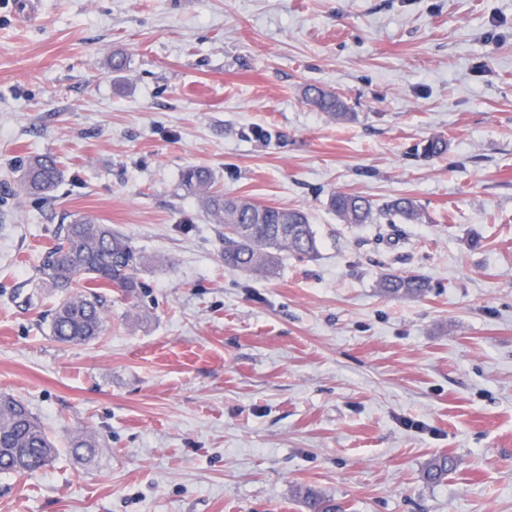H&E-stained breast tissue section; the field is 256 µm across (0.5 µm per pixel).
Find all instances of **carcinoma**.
Segmentation results:
<instances>
[{
    "instance_id": "carcinoma-1",
    "label": "carcinoma",
    "mask_w": 512,
    "mask_h": 512,
    "mask_svg": "<svg viewBox=\"0 0 512 512\" xmlns=\"http://www.w3.org/2000/svg\"><path fill=\"white\" fill-rule=\"evenodd\" d=\"M305 99L339 121L353 119L343 100L323 88L310 85ZM24 192L45 198L61 181L58 161L35 155L19 166ZM215 175L204 167L182 171L180 186L198 196L209 221L224 229V266L231 270L265 274L271 272L278 255L288 251L305 258L314 257L319 244L307 212L299 208L260 205L245 198L226 197L214 188ZM329 208L346 224H387L399 218L406 223L423 221L424 211L411 197H396L380 205L370 199L337 191L328 198ZM57 244L47 251L37 271L42 283L60 294L49 317L55 341L79 346L97 339L103 332L108 309L107 288L128 295L141 292L145 284L136 276L140 251L112 228L89 218H77L56 228ZM428 281L412 273L387 274L381 291L394 298L420 299ZM94 435L83 433L71 439L69 452L80 463H90L96 452ZM57 449L44 427L22 401L0 395V474L32 473L50 464ZM456 467L452 457L438 456L426 464L424 479L439 483ZM306 512H342L335 499L313 489L300 492Z\"/></svg>"
}]
</instances>
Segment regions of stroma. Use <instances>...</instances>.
<instances>
[{"label": "stroma", "mask_w": 512, "mask_h": 512, "mask_svg": "<svg viewBox=\"0 0 512 512\" xmlns=\"http://www.w3.org/2000/svg\"><path fill=\"white\" fill-rule=\"evenodd\" d=\"M24 2L0 0V393L58 454L0 475V512H304L306 487L346 512H512V0ZM38 154L63 170L44 202L17 174ZM189 166L303 208L318 257L225 268ZM334 191L427 220L351 226ZM79 216L131 240L145 287L110 289L103 335L69 346L35 267ZM405 272L428 294L381 296ZM439 455L456 470L425 482ZM304 96L309 103L336 120L349 121L354 117L353 112H347V106L343 100L319 86H308L304 91ZM96 448L97 441L95 436L83 433L71 439L69 452L79 463L88 464L93 460Z\"/></svg>", "instance_id": "stroma-1"}]
</instances>
